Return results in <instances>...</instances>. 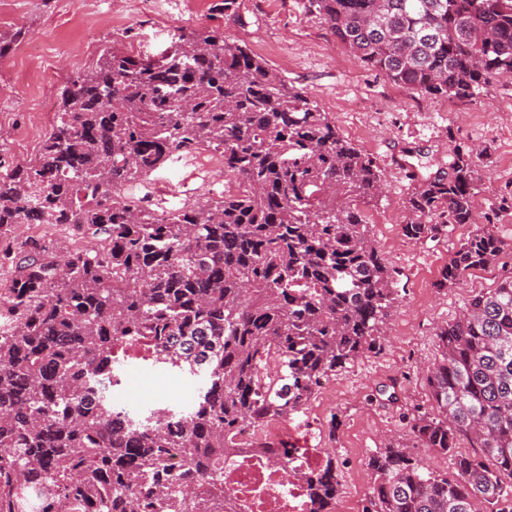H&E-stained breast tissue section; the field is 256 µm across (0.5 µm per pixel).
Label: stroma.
<instances>
[{"label": "stroma", "mask_w": 512, "mask_h": 512, "mask_svg": "<svg viewBox=\"0 0 512 512\" xmlns=\"http://www.w3.org/2000/svg\"><path fill=\"white\" fill-rule=\"evenodd\" d=\"M238 18L224 14V0H0V31L20 32L0 57V164L11 167L33 157L51 122L40 106L59 111L64 84L91 67L106 48L123 47L153 59L171 46L178 29L223 30L244 41L288 81L303 88L341 134L372 157L383 172L381 196L358 201L378 251L398 272V297L390 311L380 351L369 352L330 376L336 412L325 413L320 397L277 424L298 444L328 449L345 472L339 475L336 512H361L374 475L368 466L389 439L407 441L405 415L427 406L423 364L437 355L435 329L454 319L475 295L496 288L501 275L473 284L465 274L449 288H437L449 255L484 225L498 208L495 232L512 253V208L499 209L512 194V78H495L477 98L457 101L411 94L361 61L310 14L304 0H239ZM484 154L473 186L474 224H459L435 241L417 242L402 233L408 172L427 154L433 167L448 164L456 144ZM193 180L186 159L176 155L136 190L151 207L183 205ZM338 427H331L330 418Z\"/></svg>", "instance_id": "obj_1"}]
</instances>
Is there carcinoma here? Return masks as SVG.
<instances>
[{"instance_id": "1", "label": "carcinoma", "mask_w": 512, "mask_h": 512, "mask_svg": "<svg viewBox=\"0 0 512 512\" xmlns=\"http://www.w3.org/2000/svg\"><path fill=\"white\" fill-rule=\"evenodd\" d=\"M371 70L429 99H474L512 77V0H307ZM220 155L237 189L174 211L127 190L176 154ZM481 154L415 174L404 235L471 224ZM383 186L375 161L306 92L218 28L182 32L152 61L116 46L69 80L38 153L0 174V240L18 224L67 226L87 250L28 239L0 254V512L41 484L53 512H222L226 439L298 411L322 380L381 349L396 271L353 202ZM481 228L437 287L493 264ZM430 406L409 445L368 461L362 512H512V276L439 326ZM203 377L191 407L134 413L112 395L127 353ZM474 451H458L461 438ZM311 512H334L336 458L304 475Z\"/></svg>"}]
</instances>
